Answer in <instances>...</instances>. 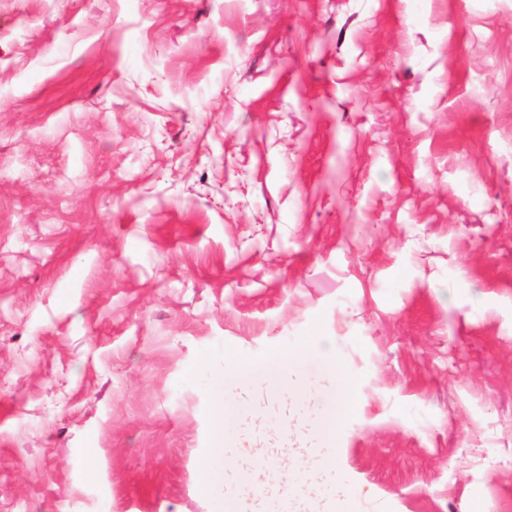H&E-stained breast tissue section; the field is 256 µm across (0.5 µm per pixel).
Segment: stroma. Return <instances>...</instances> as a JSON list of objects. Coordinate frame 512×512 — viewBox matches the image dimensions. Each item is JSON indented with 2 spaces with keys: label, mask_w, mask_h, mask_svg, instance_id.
Returning <instances> with one entry per match:
<instances>
[{
  "label": "stroma",
  "mask_w": 512,
  "mask_h": 512,
  "mask_svg": "<svg viewBox=\"0 0 512 512\" xmlns=\"http://www.w3.org/2000/svg\"><path fill=\"white\" fill-rule=\"evenodd\" d=\"M313 336L325 474L282 431L321 385L214 388ZM299 467L297 508L512 512V0H0V512ZM312 365L316 369L313 374L329 383L324 394L333 402L335 408L348 405L351 396V380L337 373L336 361L331 357H321ZM321 414L324 417V430L325 432L319 433V444L318 440L316 439L315 446L320 448H311L313 452L320 456L322 459L327 461L329 463L331 457L334 454L335 449L334 448H327L324 447L326 443H328L329 436L335 428V425L337 426L338 422L335 416V412L333 413V409L330 405L324 404L320 409Z\"/></svg>",
  "instance_id": "obj_1"
}]
</instances>
